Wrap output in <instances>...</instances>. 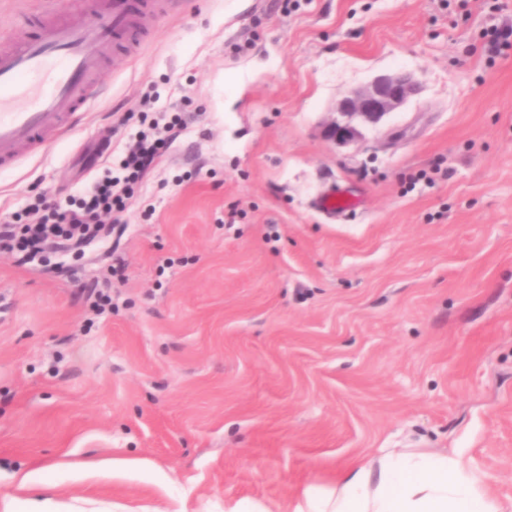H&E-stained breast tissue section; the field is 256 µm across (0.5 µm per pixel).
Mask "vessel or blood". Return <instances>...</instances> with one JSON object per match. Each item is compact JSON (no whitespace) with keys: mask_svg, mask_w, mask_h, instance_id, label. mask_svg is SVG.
<instances>
[{"mask_svg":"<svg viewBox=\"0 0 512 512\" xmlns=\"http://www.w3.org/2000/svg\"><path fill=\"white\" fill-rule=\"evenodd\" d=\"M180 0H84L60 19L51 6L23 16L20 30L0 43V169L68 134L103 92L91 84L101 61L126 52L147 17L167 14ZM317 206L340 216L352 201L333 189Z\"/></svg>","mask_w":512,"mask_h":512,"instance_id":"b4317fda","label":"vessel or blood"}]
</instances>
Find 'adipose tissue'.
I'll use <instances>...</instances> for the list:
<instances>
[{
    "mask_svg": "<svg viewBox=\"0 0 512 512\" xmlns=\"http://www.w3.org/2000/svg\"><path fill=\"white\" fill-rule=\"evenodd\" d=\"M290 512H504L458 452L383 448L335 489L303 491Z\"/></svg>",
    "mask_w": 512,
    "mask_h": 512,
    "instance_id": "adipose-tissue-1",
    "label": "adipose tissue"
}]
</instances>
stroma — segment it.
<instances>
[{
    "label": "stroma",
    "mask_w": 512,
    "mask_h": 512,
    "mask_svg": "<svg viewBox=\"0 0 512 512\" xmlns=\"http://www.w3.org/2000/svg\"><path fill=\"white\" fill-rule=\"evenodd\" d=\"M512 0H189L72 135L0 173V224L116 161L151 98L187 126L100 239L0 253V501L288 512L379 448L458 450L512 503ZM399 71L358 144L325 125ZM335 184L360 200L331 219ZM105 289L97 312L81 285ZM416 91L417 84L408 72L376 78L368 87L351 91L337 102L336 117L327 126V136L340 145L357 142L361 123H379Z\"/></svg>",
    "instance_id": "stroma-1"
}]
</instances>
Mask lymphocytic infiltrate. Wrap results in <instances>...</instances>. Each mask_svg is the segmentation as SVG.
I'll use <instances>...</instances> for the list:
<instances>
[{"label":"lymphocytic infiltrate","mask_w":512,"mask_h":512,"mask_svg":"<svg viewBox=\"0 0 512 512\" xmlns=\"http://www.w3.org/2000/svg\"><path fill=\"white\" fill-rule=\"evenodd\" d=\"M180 123V117L155 114L148 130L139 132L128 147L121 160L120 175L108 173L93 180L68 205L58 204L47 194L38 195L29 205L25 220L0 225V252L16 247L35 250L51 237L67 239L95 235L104 215L125 209L144 171Z\"/></svg>","instance_id":"1"}]
</instances>
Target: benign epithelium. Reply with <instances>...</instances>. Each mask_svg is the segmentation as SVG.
Returning a JSON list of instances; mask_svg holds the SVG:
<instances>
[{
  "mask_svg": "<svg viewBox=\"0 0 512 512\" xmlns=\"http://www.w3.org/2000/svg\"><path fill=\"white\" fill-rule=\"evenodd\" d=\"M416 91L417 84L408 72L376 78L368 87L351 91L337 102L336 117L327 126V136L340 145L357 142L360 124L379 123Z\"/></svg>",
  "mask_w": 512,
  "mask_h": 512,
  "instance_id": "7a95c632",
  "label": "benign epithelium"
}]
</instances>
